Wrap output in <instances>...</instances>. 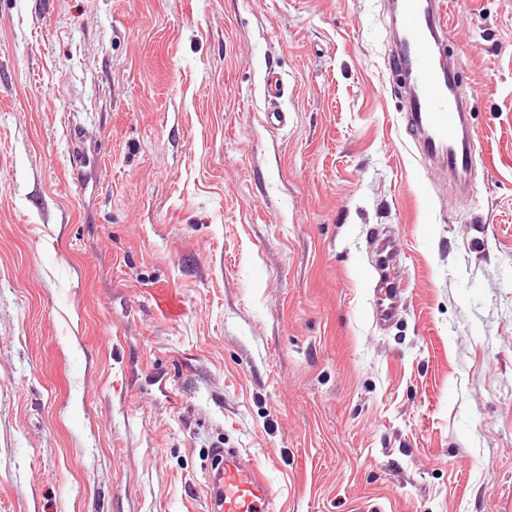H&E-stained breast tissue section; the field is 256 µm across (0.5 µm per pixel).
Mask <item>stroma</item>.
Wrapping results in <instances>:
<instances>
[{
  "label": "stroma",
  "instance_id": "obj_1",
  "mask_svg": "<svg viewBox=\"0 0 512 512\" xmlns=\"http://www.w3.org/2000/svg\"><path fill=\"white\" fill-rule=\"evenodd\" d=\"M383 4L0 0V512H208L218 439L275 512H512V0L448 15L464 204ZM373 239L377 245L376 252L381 260V254H386L388 258V271L385 272L381 264L376 269L381 271L379 279L373 280L370 305L373 321L382 326H388L395 323L401 313L403 304V289L390 273L392 262H397V250L393 240L389 236H384L380 232L373 233Z\"/></svg>",
  "mask_w": 512,
  "mask_h": 512
}]
</instances>
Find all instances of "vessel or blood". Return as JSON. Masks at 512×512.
Returning <instances> with one entry per match:
<instances>
[{
  "label": "vessel or blood",
  "instance_id": "b4317fda",
  "mask_svg": "<svg viewBox=\"0 0 512 512\" xmlns=\"http://www.w3.org/2000/svg\"><path fill=\"white\" fill-rule=\"evenodd\" d=\"M395 35L387 59L404 90L407 129L417 151L452 171L466 170L480 149L470 125V95L447 52L445 0H391ZM403 290L390 272L374 281L370 305L376 324L395 323ZM209 512H271L273 490L257 462L223 441L211 445Z\"/></svg>",
  "mask_w": 512,
  "mask_h": 512
}]
</instances>
